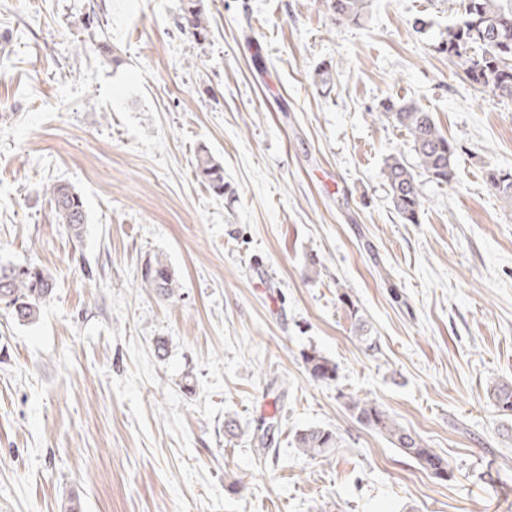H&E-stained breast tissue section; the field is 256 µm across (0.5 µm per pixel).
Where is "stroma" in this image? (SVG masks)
Returning a JSON list of instances; mask_svg holds the SVG:
<instances>
[{
  "instance_id": "1",
  "label": "stroma",
  "mask_w": 512,
  "mask_h": 512,
  "mask_svg": "<svg viewBox=\"0 0 512 512\" xmlns=\"http://www.w3.org/2000/svg\"><path fill=\"white\" fill-rule=\"evenodd\" d=\"M203 2L199 44L179 0H0V262L55 277L35 322L0 307V512H512V416L486 394L512 381V207L487 180L512 171V100L439 51L461 0H365L341 26L321 0ZM387 100L457 147L455 185L420 176L415 224L382 175L392 154L419 165ZM58 182L84 199L82 239ZM154 255L172 299L140 285ZM311 349L336 381L310 378ZM315 425L340 439L316 459L294 443ZM181 29L187 32L197 43L208 39L210 23L202 0H180ZM196 169L199 176L216 194L224 193V167L206 150L201 149L198 155ZM54 214L61 224H66L71 237H83L86 224L85 203L81 194L67 184H53L50 189ZM349 409L366 428L383 435L401 452L414 459L424 470L442 478L448 475V463L432 448H428L415 433L403 427L387 410L374 402L350 398Z\"/></svg>"
}]
</instances>
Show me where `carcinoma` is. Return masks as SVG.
I'll return each mask as SVG.
<instances>
[{
  "label": "carcinoma",
  "mask_w": 512,
  "mask_h": 512,
  "mask_svg": "<svg viewBox=\"0 0 512 512\" xmlns=\"http://www.w3.org/2000/svg\"><path fill=\"white\" fill-rule=\"evenodd\" d=\"M180 2L181 29L197 43L206 41L210 23L202 0ZM322 3L338 26L355 24L363 18V0H322ZM441 50L472 83L491 90L500 98L512 99V7L502 6V0H463V13L458 22L448 26ZM381 109L387 119L412 138L420 167L432 180L446 185L456 180L457 147L440 131L433 113L415 102L391 100L383 102ZM196 169L215 193H224V166L207 150L200 151ZM383 175L400 219L406 224L418 223L423 201L414 169L399 156L391 155L385 162ZM489 183L496 196L512 206V172H494L489 176ZM50 196L56 219L67 226L71 237L81 239L86 224L81 194L59 183L52 185ZM140 285L169 299L177 293L178 280L165 260L150 257L140 266ZM53 286L54 276L45 267L0 263V304H5L17 322L36 320ZM302 358L313 380H336L337 366L329 358L315 350L302 354ZM487 392L499 410L512 415V382L494 381ZM348 407L360 424L386 437L424 470L438 478L448 476V463L444 458L387 410L354 397L349 399ZM338 444L336 432L325 427H308L295 435V447L311 457L322 456Z\"/></svg>",
  "instance_id": "carcinoma-1"
}]
</instances>
